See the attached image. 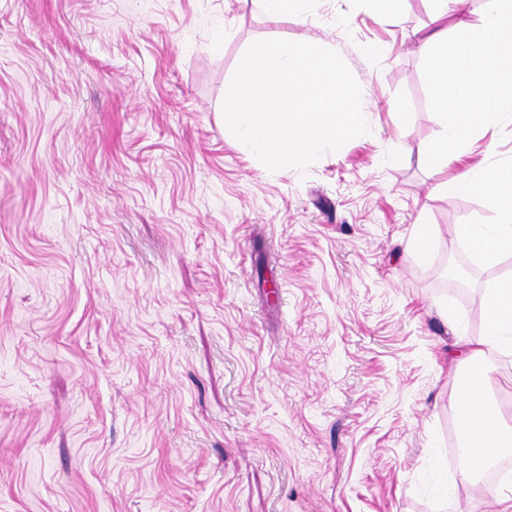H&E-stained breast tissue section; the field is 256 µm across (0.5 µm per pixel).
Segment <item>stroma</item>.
<instances>
[{"label":"stroma","mask_w":512,"mask_h":512,"mask_svg":"<svg viewBox=\"0 0 512 512\" xmlns=\"http://www.w3.org/2000/svg\"><path fill=\"white\" fill-rule=\"evenodd\" d=\"M434 10L0 0V512H494L502 483L459 472L444 311L481 340L512 255L452 293L456 225L495 214L437 185L512 165V125L419 160ZM267 39L337 51L369 133L275 172L226 141ZM484 360L512 423V355Z\"/></svg>","instance_id":"35a3bbf8"}]
</instances>
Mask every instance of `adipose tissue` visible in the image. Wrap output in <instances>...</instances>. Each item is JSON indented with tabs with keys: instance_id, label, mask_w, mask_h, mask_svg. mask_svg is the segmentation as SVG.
<instances>
[{
	"instance_id": "obj_1",
	"label": "adipose tissue",
	"mask_w": 512,
	"mask_h": 512,
	"mask_svg": "<svg viewBox=\"0 0 512 512\" xmlns=\"http://www.w3.org/2000/svg\"><path fill=\"white\" fill-rule=\"evenodd\" d=\"M457 0H436L435 29L425 45L434 49L429 76L436 88L442 135L430 154L447 165L448 150L463 147L484 127L512 123V0H484L481 26L449 40L444 22ZM439 191L483 198L495 213L490 224H460L455 235L482 264H498L512 253V174L498 166L465 170L439 183ZM489 318L480 346L467 350L470 388L459 393L453 409L465 447L466 473L479 472L512 447V428L502 425L488 395L485 347L512 353V280L492 287L486 304Z\"/></svg>"
}]
</instances>
